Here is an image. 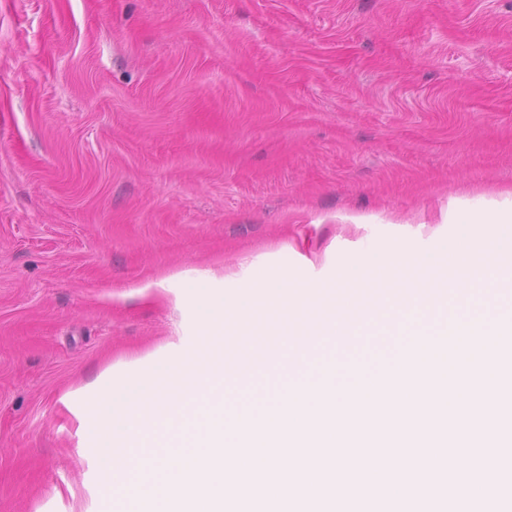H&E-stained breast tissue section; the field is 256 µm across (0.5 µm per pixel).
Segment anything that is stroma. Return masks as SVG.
Segmentation results:
<instances>
[{"label":"stroma","mask_w":512,"mask_h":512,"mask_svg":"<svg viewBox=\"0 0 512 512\" xmlns=\"http://www.w3.org/2000/svg\"><path fill=\"white\" fill-rule=\"evenodd\" d=\"M506 190L512 0H0V512H105L83 394L191 342L182 272L330 282Z\"/></svg>","instance_id":"obj_1"}]
</instances>
